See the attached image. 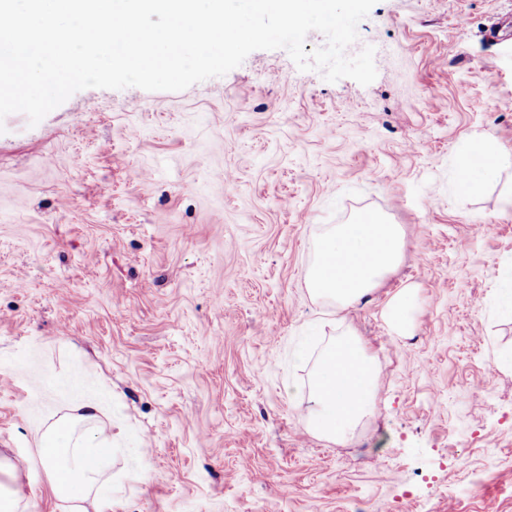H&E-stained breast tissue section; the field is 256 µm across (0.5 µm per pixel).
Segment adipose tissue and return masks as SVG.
Instances as JSON below:
<instances>
[{
  "mask_svg": "<svg viewBox=\"0 0 512 512\" xmlns=\"http://www.w3.org/2000/svg\"><path fill=\"white\" fill-rule=\"evenodd\" d=\"M512 167V153L495 137L470 139L460 157L459 194H479ZM404 231L383 218H353L329 229L320 239L307 288L316 300L346 309L356 306L379 279L401 262ZM379 368L356 334L348 332L321 351L307 386L308 430L329 440L350 436L370 415L378 393ZM98 407L71 408L39 437L40 454L53 493L63 512H106L100 461L112 450V435L100 425Z\"/></svg>",
  "mask_w": 512,
  "mask_h": 512,
  "instance_id": "adipose-tissue-1",
  "label": "adipose tissue"
}]
</instances>
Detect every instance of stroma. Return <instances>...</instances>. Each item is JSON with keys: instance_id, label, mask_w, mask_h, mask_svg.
<instances>
[{"instance_id": "1", "label": "stroma", "mask_w": 512, "mask_h": 512, "mask_svg": "<svg viewBox=\"0 0 512 512\" xmlns=\"http://www.w3.org/2000/svg\"><path fill=\"white\" fill-rule=\"evenodd\" d=\"M509 15L378 0L347 50L374 47L367 86L257 50L180 92L0 121V452L25 512H60L37 429L85 398L109 512H512V170L453 189L470 136L512 151ZM363 211L402 225V263L355 308L313 300L318 240ZM348 330L381 378L336 443L289 392Z\"/></svg>"}]
</instances>
